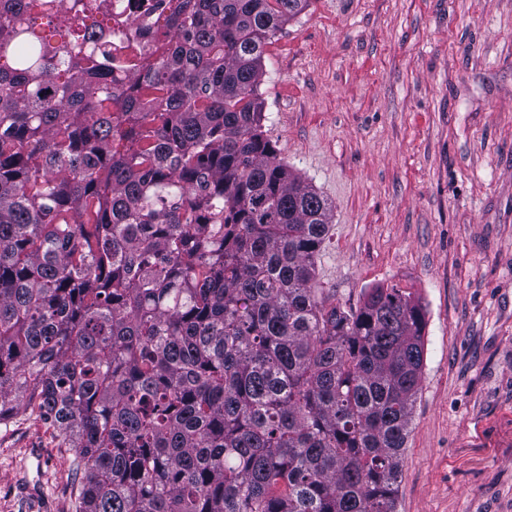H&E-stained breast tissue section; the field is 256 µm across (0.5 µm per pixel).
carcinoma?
I'll use <instances>...</instances> for the list:
<instances>
[{
    "mask_svg": "<svg viewBox=\"0 0 512 512\" xmlns=\"http://www.w3.org/2000/svg\"><path fill=\"white\" fill-rule=\"evenodd\" d=\"M112 2L0 0V425L80 512H396L425 309L315 287L332 204L262 130L308 0Z\"/></svg>",
    "mask_w": 512,
    "mask_h": 512,
    "instance_id": "1",
    "label": "carcinoma"
}]
</instances>
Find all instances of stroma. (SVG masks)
<instances>
[{"label": "stroma", "instance_id": "1", "mask_svg": "<svg viewBox=\"0 0 512 512\" xmlns=\"http://www.w3.org/2000/svg\"><path fill=\"white\" fill-rule=\"evenodd\" d=\"M264 64V135L332 204L317 286L426 311L398 512H512V0H310ZM61 441L0 426V512H79Z\"/></svg>", "mask_w": 512, "mask_h": 512}]
</instances>
